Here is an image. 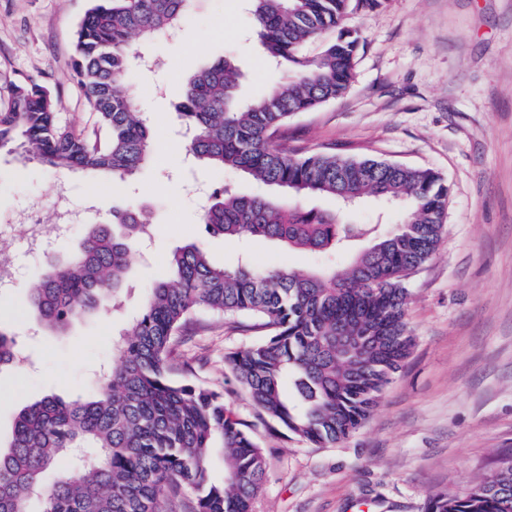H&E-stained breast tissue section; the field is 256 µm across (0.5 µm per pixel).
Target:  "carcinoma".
I'll list each match as a JSON object with an SVG mask.
<instances>
[{
	"mask_svg": "<svg viewBox=\"0 0 512 512\" xmlns=\"http://www.w3.org/2000/svg\"><path fill=\"white\" fill-rule=\"evenodd\" d=\"M75 39L76 81L105 140L62 122L43 85L14 88L0 110V147L18 141L49 169L104 174L120 183L149 166L155 131L135 105L130 38L140 52L160 34H177L192 0H93ZM256 43L275 67H287L270 92L242 100L240 72L224 55L184 84L182 124L194 167L233 170L283 191L280 196L211 191L202 205L206 232L231 240L264 238L326 258L323 269L232 268L210 262L192 242L166 256L140 312L112 343L116 359L86 399L45 396L15 414L0 445V512H253L268 459L251 425L224 392L170 375L179 335L198 312L253 317L269 334L225 356L257 414L314 444L355 433L377 407L413 345L404 282L435 253L443 233L448 186L428 170L373 158L294 155L282 128L347 92L359 37L342 27L353 10L381 0H246ZM330 34L332 38L322 40ZM322 40L314 55L305 46ZM339 202L374 196L398 205L386 232L351 224L343 212L305 209L298 197ZM138 209L112 210L69 255L26 286L28 308L55 333L121 306L130 261L150 238ZM347 254L350 262L337 267ZM356 336L353 356L336 337ZM18 359L15 336L0 327V368ZM224 460L223 478L211 459ZM55 469L50 485L44 474ZM427 512H512V451L461 495L431 496Z\"/></svg>",
	"mask_w": 512,
	"mask_h": 512,
	"instance_id": "cac0c4a2",
	"label": "carcinoma"
}]
</instances>
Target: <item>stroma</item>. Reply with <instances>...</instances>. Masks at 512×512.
I'll list each match as a JSON object with an SVG mask.
<instances>
[{
  "mask_svg": "<svg viewBox=\"0 0 512 512\" xmlns=\"http://www.w3.org/2000/svg\"><path fill=\"white\" fill-rule=\"evenodd\" d=\"M91 0H0V108L15 84L48 88L61 119L94 132L74 77V38ZM360 36L355 79L341 98L297 114L283 130L289 149L373 157L429 169L447 184L444 230L435 254L406 280L414 338L402 370L378 407L348 439L318 447L271 434L224 362L263 339L253 320L203 315L172 355L171 375L224 392L268 454L254 512H424L431 494H459L512 448V0H383L344 22ZM245 0H194L176 37H157L155 70L135 71L136 103L154 117L155 158L140 188H113L81 171L53 172L21 154L0 152V226L20 214L51 224L55 185L85 212L63 239L26 252L0 242L19 272L0 290V322L11 326L22 360L0 369V440L15 413L46 395L83 397L112 339L144 302L148 283L174 248L201 244L213 263L308 270L319 256L274 242L240 244L207 235L199 223V183L241 195L269 194L236 172L191 168L178 152L186 78L219 57L241 70L239 94L269 92L282 78L250 36ZM147 205L155 223L136 255L120 310L85 319L66 333L43 332L25 308V286L64 258L89 225L107 223L114 206Z\"/></svg>",
  "mask_w": 512,
  "mask_h": 512,
  "instance_id": "stroma-1",
  "label": "stroma"
}]
</instances>
